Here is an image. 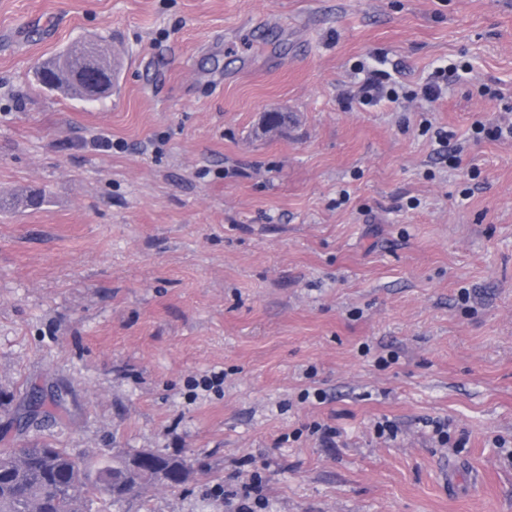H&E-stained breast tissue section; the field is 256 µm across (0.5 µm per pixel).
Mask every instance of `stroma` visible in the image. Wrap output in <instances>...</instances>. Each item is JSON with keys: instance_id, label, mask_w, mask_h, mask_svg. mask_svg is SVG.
Instances as JSON below:
<instances>
[{"instance_id": "stroma-1", "label": "stroma", "mask_w": 512, "mask_h": 512, "mask_svg": "<svg viewBox=\"0 0 512 512\" xmlns=\"http://www.w3.org/2000/svg\"><path fill=\"white\" fill-rule=\"evenodd\" d=\"M100 37L115 95L35 82ZM509 105L512 0H0V426L185 457L137 512H512ZM44 408V401L35 387H30L24 397V408L18 411L15 416V421L18 427L26 429L37 424L40 417L47 416Z\"/></svg>"}]
</instances>
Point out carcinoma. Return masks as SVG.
I'll use <instances>...</instances> for the list:
<instances>
[{
    "mask_svg": "<svg viewBox=\"0 0 512 512\" xmlns=\"http://www.w3.org/2000/svg\"><path fill=\"white\" fill-rule=\"evenodd\" d=\"M35 80L50 91L103 99L112 93L109 48L100 41L69 46L38 62ZM47 416L44 401L31 387L16 424L26 429ZM191 465L176 455L118 450L112 463L97 468L69 448L45 441L13 442L0 448V512H127L122 505L137 499L147 485H185Z\"/></svg>",
    "mask_w": 512,
    "mask_h": 512,
    "instance_id": "1",
    "label": "carcinoma"
}]
</instances>
